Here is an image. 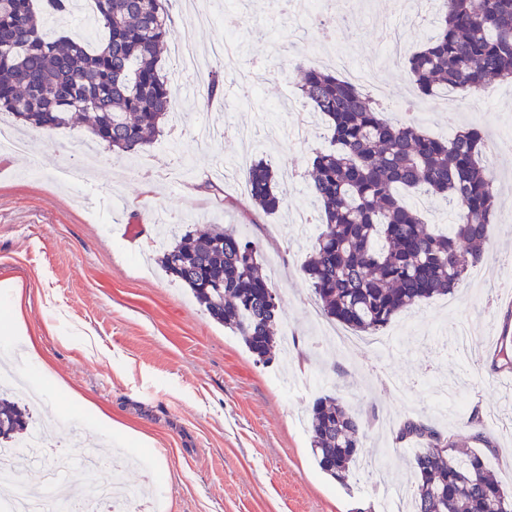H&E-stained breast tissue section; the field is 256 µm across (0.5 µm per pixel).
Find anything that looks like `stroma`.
<instances>
[{"label":"stroma","mask_w":512,"mask_h":512,"mask_svg":"<svg viewBox=\"0 0 512 512\" xmlns=\"http://www.w3.org/2000/svg\"><path fill=\"white\" fill-rule=\"evenodd\" d=\"M306 0H174L177 38L220 67L221 48L242 57L243 68L261 74L259 92L243 97L239 79L228 78L222 96L200 106L207 78L192 79L194 94L177 92L179 123L137 156L114 162L87 127L36 131L28 139L43 156L40 175L28 172L22 154L0 155V280L23 288L25 328L0 335V357L14 355L29 394L38 399L33 417L49 440L61 437L57 418L82 423L80 450L111 459L103 479L159 498L161 512H388L410 491L411 449L391 445L390 432L413 415L457 436L485 455L512 490V376L494 374L492 360L512 354V82L486 84L475 109L450 115L448 99L419 96L403 75L406 54L424 37L404 24L417 0H348L349 20L323 35L315 24L289 20ZM245 9L261 22L265 38L238 30L226 42L225 12ZM332 40L355 66L373 69L386 91L413 102L416 123L444 137L449 127L480 122L495 171L497 211L488 258L473 267L449 296L401 312L387 327L390 347L362 342L346 349L322 340L317 307L301 264L313 236L301 218L319 222L308 195L307 171L314 152L330 148L326 120L310 115L308 140H291L282 99L301 101L295 71L280 50H301L318 62ZM221 131L204 140L202 130ZM99 158L82 186L60 175L85 154ZM266 157L291 172L287 202L267 215L251 205L243 172ZM221 183L223 196L204 191ZM172 230L191 224H232L263 251V270L274 288L282 321L296 338L289 362L256 363L238 336L210 319L189 289L155 263L156 219ZM137 225L128 234V225ZM34 347L37 359L25 358ZM445 385L479 408L485 438L465 425L453 406L438 405ZM337 394L367 422L362 445L367 469L340 484L316 465L306 415L312 401ZM96 406L126 425L122 437L98 427Z\"/></svg>","instance_id":"stroma-1"}]
</instances>
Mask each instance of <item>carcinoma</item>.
Here are the masks:
<instances>
[{
  "mask_svg": "<svg viewBox=\"0 0 512 512\" xmlns=\"http://www.w3.org/2000/svg\"><path fill=\"white\" fill-rule=\"evenodd\" d=\"M74 0L0 3V112L38 130L86 122L92 135L124 157L154 144L174 115V92L160 73V53L175 37L169 0H94L104 36L91 49L46 29ZM437 31L406 61L425 95L468 94L493 79L512 81V0H445ZM300 91L327 118L335 149L316 154L309 193L321 214L301 270L327 320L367 336L400 312L452 293L485 261L496 186L482 165L485 134L470 124L449 138L415 122L384 117L356 84L292 54ZM213 71L200 97L224 88ZM250 202L267 215L286 203L271 163L243 173ZM438 197L452 210L447 232L422 223L399 190ZM189 288L216 323L239 336L256 361L275 360L281 346L276 296L262 274L259 246L232 225L173 235L157 258ZM213 284L203 288L199 280ZM31 417L0 398V443L29 432ZM311 452L319 469L346 483L361 455L363 421L335 394L309 406ZM417 443L412 512H512V493L478 453L418 417L392 432V444Z\"/></svg>",
  "mask_w": 512,
  "mask_h": 512,
  "instance_id": "1",
  "label": "carcinoma"
}]
</instances>
